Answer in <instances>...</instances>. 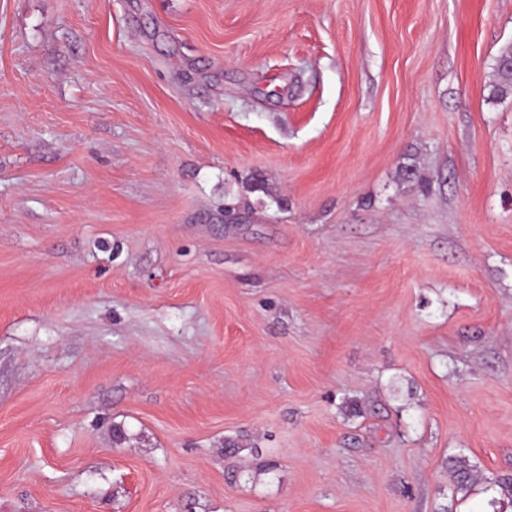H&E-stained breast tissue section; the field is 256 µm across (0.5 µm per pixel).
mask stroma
<instances>
[{
	"mask_svg": "<svg viewBox=\"0 0 512 512\" xmlns=\"http://www.w3.org/2000/svg\"><path fill=\"white\" fill-rule=\"evenodd\" d=\"M510 46L512 0H0V512H512ZM512 57V49L505 50L499 57L496 68L495 77L496 82L493 86L494 92L500 96H506L508 93L512 94V68L503 64L504 58Z\"/></svg>",
	"mask_w": 512,
	"mask_h": 512,
	"instance_id": "35a3bbf8",
	"label": "stroma"
}]
</instances>
